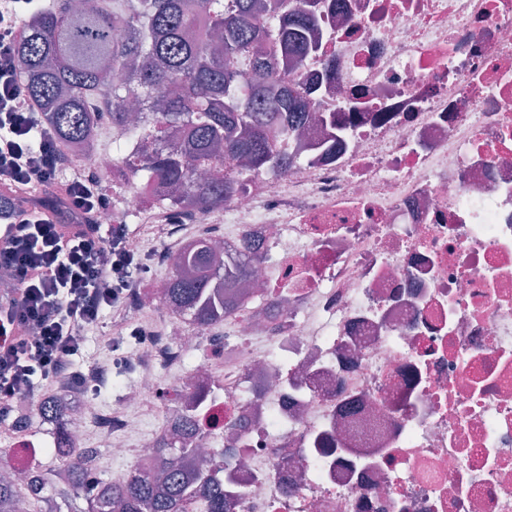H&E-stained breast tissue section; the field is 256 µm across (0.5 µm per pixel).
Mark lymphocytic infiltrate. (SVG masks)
Segmentation results:
<instances>
[{
  "label": "lymphocytic infiltrate",
  "mask_w": 512,
  "mask_h": 512,
  "mask_svg": "<svg viewBox=\"0 0 512 512\" xmlns=\"http://www.w3.org/2000/svg\"><path fill=\"white\" fill-rule=\"evenodd\" d=\"M33 0H0V189L18 196L58 186L60 203L13 206L0 239V425L39 387L77 378V357L104 314L129 336L124 318L147 271L128 228L101 229L91 216L110 209L102 175L72 162L37 102L20 84L17 45Z\"/></svg>",
  "instance_id": "lymphocytic-infiltrate-1"
}]
</instances>
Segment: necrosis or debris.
<instances>
[{"mask_svg": "<svg viewBox=\"0 0 512 512\" xmlns=\"http://www.w3.org/2000/svg\"><path fill=\"white\" fill-rule=\"evenodd\" d=\"M321 17L296 76L335 127L211 234L255 256L246 313L152 331L121 406L91 395L69 440L152 470L190 413L238 461L225 512H512V0Z\"/></svg>", "mask_w": 512, "mask_h": 512, "instance_id": "obj_1", "label": "necrosis or debris"}]
</instances>
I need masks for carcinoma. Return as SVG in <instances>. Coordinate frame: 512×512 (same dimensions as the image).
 Here are the masks:
<instances>
[{
	"instance_id": "1",
	"label": "carcinoma",
	"mask_w": 512,
	"mask_h": 512,
	"mask_svg": "<svg viewBox=\"0 0 512 512\" xmlns=\"http://www.w3.org/2000/svg\"><path fill=\"white\" fill-rule=\"evenodd\" d=\"M324 0H94L79 16L72 0H50L29 11L17 46L22 87L39 105L41 120L68 146L93 150L94 118L104 114L133 151L118 146L117 176L156 187L153 204L205 216L243 194L245 173L279 172L297 160L284 143L309 126L317 90L289 70L312 49ZM248 53L253 68L239 65ZM153 113L129 123L125 101ZM246 263L224 271L204 237L181 251L164 289L170 310L208 327L224 322L234 294L231 280L251 276ZM41 419L56 425L54 463H36L26 479H0V512H59L57 500L81 493L85 512H224V481L217 474L232 456L213 452L197 470V436L183 433L162 445L164 472L133 469L112 482L98 478L94 451L69 446L64 413L55 396L40 401Z\"/></svg>"
}]
</instances>
